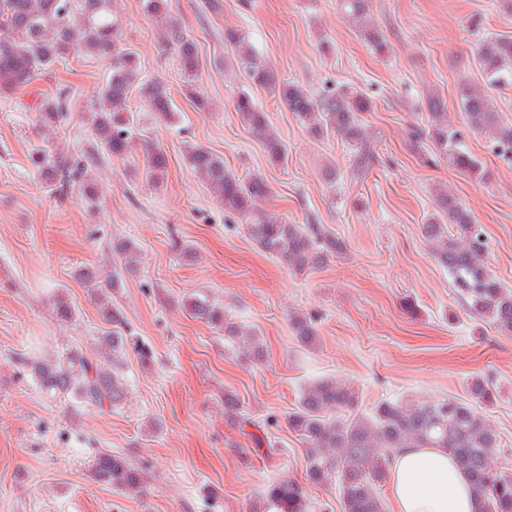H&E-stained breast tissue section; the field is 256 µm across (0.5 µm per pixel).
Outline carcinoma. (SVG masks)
<instances>
[{"instance_id": "cac0c4a2", "label": "carcinoma", "mask_w": 512, "mask_h": 512, "mask_svg": "<svg viewBox=\"0 0 512 512\" xmlns=\"http://www.w3.org/2000/svg\"><path fill=\"white\" fill-rule=\"evenodd\" d=\"M340 7L344 19L375 54L384 57L391 52L385 32L370 16L369 0H340ZM143 9L157 23L162 44L178 59L197 109L210 111V101L192 88L197 60L195 42L171 17L167 0H143ZM76 29L82 32L81 48L108 59L110 64L109 76L87 113V121L98 145L122 158L134 140L128 117L132 92L138 91L149 111L168 120L173 106L165 83L136 85V52L120 40L112 0H0V92L25 87L56 63L65 61L75 49ZM224 41L248 81V88L241 90L236 100V111L271 162H285L288 149L270 128L266 113L256 105L250 92L253 86L274 94L310 135L336 134L360 150L361 160L371 158L363 124V114L374 105L370 93L341 85L316 95L301 83L282 79L262 65L248 37L239 30L226 29ZM477 54L485 85L459 84L460 111L471 128L489 132L496 155L512 164V122L493 107L490 96V89L512 83V38L483 36ZM41 112L43 125L53 127L59 123L63 107L51 99L42 104ZM426 114L427 129L415 135L413 145L422 148L427 161L442 162L480 181L487 179L482 162L466 148L460 131L448 123L443 98L428 97ZM143 150L145 177L157 183L165 172L166 156L148 140L143 142ZM93 160L89 153L76 158L46 152L36 157L50 189H56L60 180L72 182L89 205L95 203L97 195L89 174ZM186 161L224 211L254 216L247 225L249 236L261 250L288 268L307 272L321 266L327 257L345 251V243L321 224H288L264 214L254 215L256 201L270 193L263 176L241 178L224 167L223 158L202 147L188 150ZM422 233L433 246L434 260L448 272L471 313L488 321L498 333L512 336V288L487 264L488 244L458 195L446 189L435 193L434 211L422 225ZM136 250L131 240L112 244V251L128 264ZM77 278L87 285L102 319L116 327L122 325L123 312L112 300L123 287L120 273L103 276L85 266ZM52 302L58 318L74 317L63 293H56ZM183 307L192 317L224 331L225 336L239 338V328L226 320L224 306L189 296ZM291 328L301 343L314 342L315 329L307 318L293 317ZM129 344V337L114 329L99 337L96 357L67 349L50 358L29 359L30 373L39 389L49 395L66 394L82 403L116 407L126 396L122 367ZM490 398L488 383L475 378L470 381L466 399L451 397L410 406L383 400L368 414L342 417L341 411L358 404V396L336 378L325 377L302 390L288 425L307 443L305 479L336 487L340 512H386L379 487L390 478L393 457L402 448L446 449L470 481L476 512H512V465L505 462L496 466L500 436L481 410V404ZM91 467L96 480L115 491L140 497L147 491L148 469L121 454L103 450ZM252 512H312V507L301 484L280 480L269 485L262 499L252 505Z\"/></svg>"}]
</instances>
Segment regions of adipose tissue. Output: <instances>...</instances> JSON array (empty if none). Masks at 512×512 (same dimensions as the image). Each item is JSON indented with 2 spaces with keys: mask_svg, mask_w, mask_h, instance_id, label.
I'll return each mask as SVG.
<instances>
[{
  "mask_svg": "<svg viewBox=\"0 0 512 512\" xmlns=\"http://www.w3.org/2000/svg\"><path fill=\"white\" fill-rule=\"evenodd\" d=\"M393 512H474L469 482L446 450L406 448L391 470Z\"/></svg>",
  "mask_w": 512,
  "mask_h": 512,
  "instance_id": "1",
  "label": "adipose tissue"
}]
</instances>
